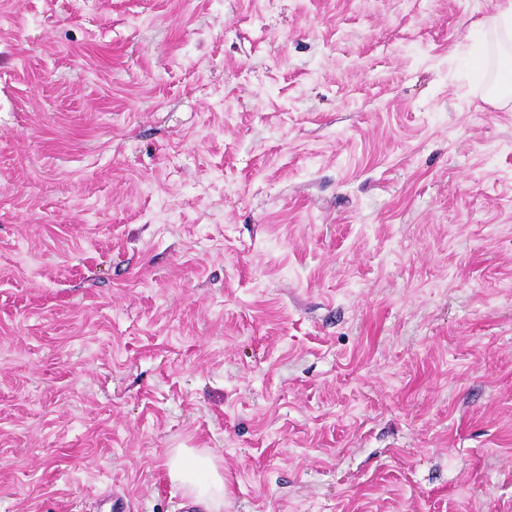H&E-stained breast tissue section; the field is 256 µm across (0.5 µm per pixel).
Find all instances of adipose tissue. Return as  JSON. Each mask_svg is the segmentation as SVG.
<instances>
[{"label": "adipose tissue", "mask_w": 512, "mask_h": 512, "mask_svg": "<svg viewBox=\"0 0 512 512\" xmlns=\"http://www.w3.org/2000/svg\"><path fill=\"white\" fill-rule=\"evenodd\" d=\"M173 480L186 485L194 506L202 512H219L224 505V478L211 458L189 452H180L168 461ZM207 471V479H199L200 471Z\"/></svg>", "instance_id": "ef3b65f1"}]
</instances>
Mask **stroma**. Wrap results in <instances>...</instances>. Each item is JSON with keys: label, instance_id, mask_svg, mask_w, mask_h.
Instances as JSON below:
<instances>
[{"label": "stroma", "instance_id": "stroma-1", "mask_svg": "<svg viewBox=\"0 0 512 512\" xmlns=\"http://www.w3.org/2000/svg\"><path fill=\"white\" fill-rule=\"evenodd\" d=\"M500 3L0 0V512H512ZM170 476L189 488L192 505L204 511H219L224 506V477L219 473L213 460L189 452H180L168 461ZM208 471L204 481L198 480L200 471Z\"/></svg>", "mask_w": 512, "mask_h": 512}]
</instances>
